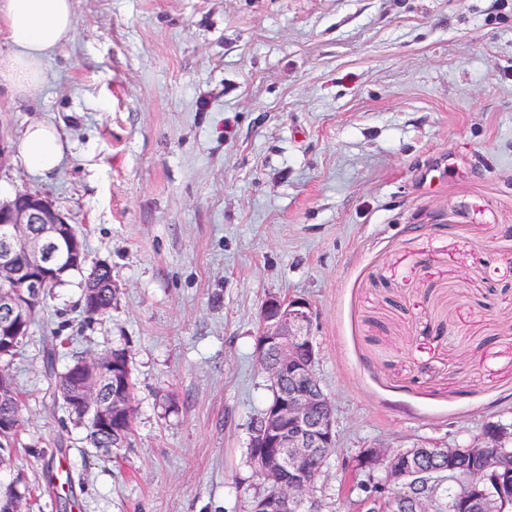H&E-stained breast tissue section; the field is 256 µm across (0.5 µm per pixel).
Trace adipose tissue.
Here are the masks:
<instances>
[{
	"instance_id": "adipose-tissue-1",
	"label": "adipose tissue",
	"mask_w": 512,
	"mask_h": 512,
	"mask_svg": "<svg viewBox=\"0 0 512 512\" xmlns=\"http://www.w3.org/2000/svg\"><path fill=\"white\" fill-rule=\"evenodd\" d=\"M74 37V0H0V88L19 101L38 99L47 59ZM14 149L30 171L45 176L60 165L66 143L42 119L25 128Z\"/></svg>"
}]
</instances>
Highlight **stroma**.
I'll return each mask as SVG.
<instances>
[{
  "label": "stroma",
  "mask_w": 512,
  "mask_h": 512,
  "mask_svg": "<svg viewBox=\"0 0 512 512\" xmlns=\"http://www.w3.org/2000/svg\"><path fill=\"white\" fill-rule=\"evenodd\" d=\"M42 96L0 94L72 145L47 176L8 153L84 240L8 371L25 424L0 489L28 512H248L271 399L272 296L306 300L335 450L313 495L357 512L370 447L465 446L512 425V0H75ZM112 310L84 321L89 269ZM126 349L131 447L92 448L43 372Z\"/></svg>",
  "instance_id": "obj_1"
}]
</instances>
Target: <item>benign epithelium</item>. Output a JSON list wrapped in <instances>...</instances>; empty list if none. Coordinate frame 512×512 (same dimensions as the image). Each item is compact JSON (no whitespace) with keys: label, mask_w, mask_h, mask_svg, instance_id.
I'll return each mask as SVG.
<instances>
[{"label":"benign epithelium","mask_w":512,"mask_h":512,"mask_svg":"<svg viewBox=\"0 0 512 512\" xmlns=\"http://www.w3.org/2000/svg\"><path fill=\"white\" fill-rule=\"evenodd\" d=\"M31 224L43 225L42 231L37 235L31 233ZM3 225L7 230L0 237V281L7 283L21 277L33 295L40 293L57 273L48 243H63L77 263L84 258L79 237L61 232L67 225L65 217L39 195L19 193L13 200L1 203L0 227ZM0 313V338L7 343L16 340L22 335L23 313L9 289L0 290ZM310 322V307L300 299L270 297L261 311L258 357L274 353L275 359L266 365L268 378L274 381L286 373L293 385L253 424V446L266 452L257 455L252 464L265 483L278 487L279 493L253 498L249 512H317L311 504L316 476L288 478V470L304 466L312 448H332L335 444L333 414L327 409L329 398L315 375V348L308 333ZM92 367L94 363L83 359L71 368L75 392L68 404L72 409L92 414L97 428L110 433L112 404L100 401L99 380L113 384L126 395L130 385L120 374L106 368L97 369L98 378L94 379L88 373ZM483 439L492 440L494 452L477 468L456 466L459 459L472 451L470 445L366 449L362 454L363 469L379 492L362 499L365 512H459L462 507H470L474 512H512V498L501 486L486 482L487 472L500 470L502 460L512 456V435L487 427ZM429 460H446L448 468H428ZM379 469L384 477L376 482L374 473ZM447 481L455 482L459 489L455 497L441 499L438 489ZM25 495L16 484L1 492L0 512H21Z\"/></svg>","instance_id":"7a95c632"}]
</instances>
